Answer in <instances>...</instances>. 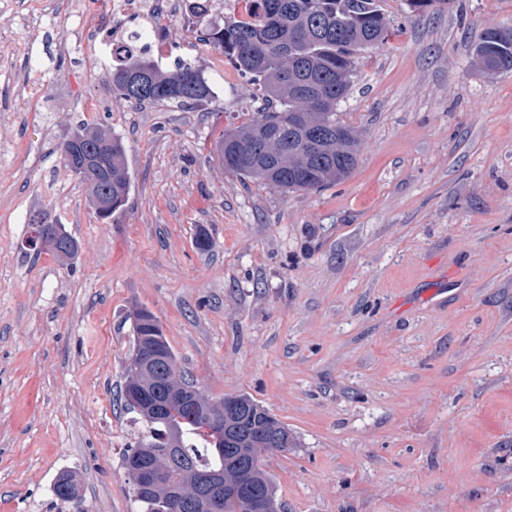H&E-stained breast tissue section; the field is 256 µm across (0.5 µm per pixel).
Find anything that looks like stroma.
<instances>
[{
	"label": "stroma",
	"mask_w": 512,
	"mask_h": 512,
	"mask_svg": "<svg viewBox=\"0 0 512 512\" xmlns=\"http://www.w3.org/2000/svg\"><path fill=\"white\" fill-rule=\"evenodd\" d=\"M69 3L0 0V512H52L67 470L84 512H135L139 426L116 397L139 307L203 394L248 393L291 430L267 459L283 512H512V73L471 55L512 0L417 18L382 0L389 36L338 107L358 164L298 191L221 163L266 102L220 49L166 21L216 99L139 106ZM83 123L126 145L108 224L61 158ZM42 210L75 259L27 249Z\"/></svg>",
	"instance_id": "35a3bbf8"
}]
</instances>
